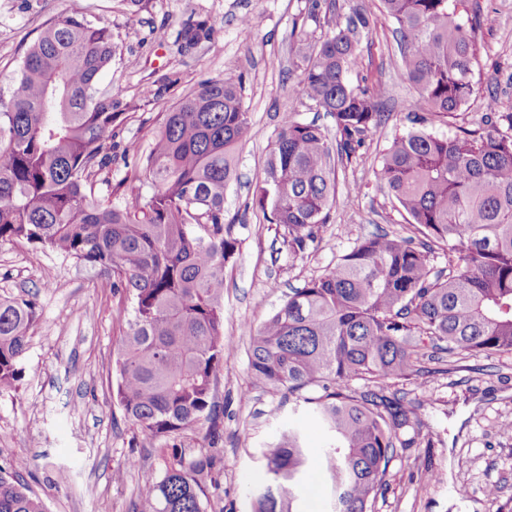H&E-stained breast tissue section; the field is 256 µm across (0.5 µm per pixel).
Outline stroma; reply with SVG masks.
<instances>
[{"label": "stroma", "instance_id": "obj_1", "mask_svg": "<svg viewBox=\"0 0 512 512\" xmlns=\"http://www.w3.org/2000/svg\"><path fill=\"white\" fill-rule=\"evenodd\" d=\"M312 0H143L130 19L123 0H0V75L19 66L26 44L49 18L77 12L111 29L115 54L100 88L129 107L115 149L113 181L132 178L165 112L207 77L242 78L253 135L239 151L237 177L224 196L235 222L238 255L224 269V354L216 400L224 409V435L210 448L216 486L207 512H251L267 484L262 451L288 424L300 427L309 477L297 491L300 512H331L333 493L321 455L325 433L318 421L281 391L256 386L248 365L252 330L271 317L291 289L323 275L365 236L414 233L377 177L392 141L411 127L416 93L396 49L395 25L381 18L380 0H340L345 11L378 16L360 46L359 76L387 88L385 118L339 172V190L328 224L313 248L290 257L274 225L251 208L264 177L281 117L318 121L334 129L298 91L308 56L330 25ZM480 13L474 37L480 48L479 92L455 116L435 120L430 131L449 135L478 128L487 96L512 112V0H472ZM250 17L243 38L238 23ZM205 19L211 43L184 53L182 26ZM99 270L22 242L0 241V296L28 295L38 320L16 391L0 396V472L27 458L18 475L47 512H143L141 475L162 473L172 447L136 436L116 399L115 338L127 302L101 287ZM419 373L390 387L419 402L426 447L406 449L389 468L376 512H512V354L454 359L422 357ZM441 473L428 481L425 471ZM500 489L488 500L485 489ZM466 496H459V489Z\"/></svg>", "mask_w": 512, "mask_h": 512}]
</instances>
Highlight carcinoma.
Masks as SVG:
<instances>
[{
	"mask_svg": "<svg viewBox=\"0 0 512 512\" xmlns=\"http://www.w3.org/2000/svg\"><path fill=\"white\" fill-rule=\"evenodd\" d=\"M337 0H312L335 19L310 54L301 96L331 115L336 134L282 116L253 207L270 215L293 257L327 223L338 166L380 126L386 88L354 85L361 40L377 18L340 13ZM397 24L407 80L417 96L409 120L448 118L477 93L476 17L467 0H381ZM207 20L186 23L181 50L210 42ZM112 32L86 17L47 21L18 73L0 91V241L50 250L97 268L130 304L117 336L116 396L138 435L175 441L190 431L220 437L216 386L224 370V268L240 251L224 192L237 154L252 135L243 82L208 77L165 113L139 176L107 178L123 113L97 88L112 66ZM453 136L414 127L384 154L378 177L419 242L394 232L360 240L332 269L294 288L254 330V382L304 403L324 428L334 512H374L391 462L420 444V404L385 382L416 372L423 350L448 356L512 353V113ZM107 193L95 192L97 183ZM122 203L115 204L112 198ZM448 247V269L431 264ZM38 318L34 298L0 297V394L17 389ZM364 380L360 389L351 382ZM268 485L252 512H296L307 478L300 430H283L264 454ZM215 459L172 448L162 477L144 486L151 512H206ZM0 512H46L17 478L0 475Z\"/></svg>",
	"mask_w": 512,
	"mask_h": 512,
	"instance_id": "carcinoma-1",
	"label": "carcinoma"
}]
</instances>
